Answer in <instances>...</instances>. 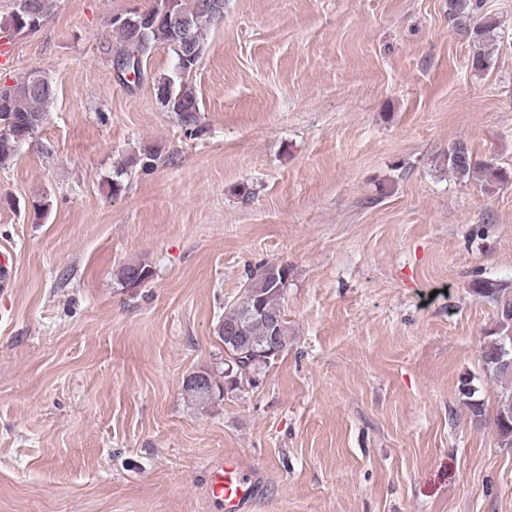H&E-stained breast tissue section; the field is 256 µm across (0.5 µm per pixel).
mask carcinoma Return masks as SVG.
I'll list each match as a JSON object with an SVG mask.
<instances>
[{
    "label": "carcinoma",
    "instance_id": "cac0c4a2",
    "mask_svg": "<svg viewBox=\"0 0 512 512\" xmlns=\"http://www.w3.org/2000/svg\"><path fill=\"white\" fill-rule=\"evenodd\" d=\"M24 10L15 8L9 18L0 23V33L30 32L51 14L56 0H27ZM484 7V0H448V18L456 32L473 43L475 52L471 68L483 71L488 68L489 54L485 43L496 27L490 17L477 15ZM112 19V31L118 45L111 49L123 59L119 79L128 81L127 72L135 70L137 61H146L159 42L166 43L177 58L180 80L166 77L156 85L160 105L174 113L181 125L190 128L199 121V100L196 89L188 78L199 65L205 53L204 28L224 17V0H155V5L144 11L127 13ZM54 89L48 78L32 72L14 81L0 83V163L12 159L19 145L32 137L41 127ZM448 169L461 179L481 173L486 183L495 187L509 181L507 171L492 162H478L467 145L456 143L446 155ZM153 271L145 264L123 266L117 279L124 288H136L146 283ZM291 281V269L285 264L264 265L252 272L240 296L224 307V317L217 328V335L224 343V383L214 374L203 370L215 390H234L243 379L268 365L288 348L290 329L284 314V302ZM475 293L498 304V327L491 343L481 354L482 368L487 375L512 383V299L500 298V289L491 281H482ZM185 396L195 405L205 408L215 396L202 394L195 388L183 385ZM459 399L469 410L470 421L483 426L493 421L497 444L512 447V388L500 396L495 414L488 417L484 402L475 397L472 380L464 377L458 386Z\"/></svg>",
    "mask_w": 512,
    "mask_h": 512
}]
</instances>
